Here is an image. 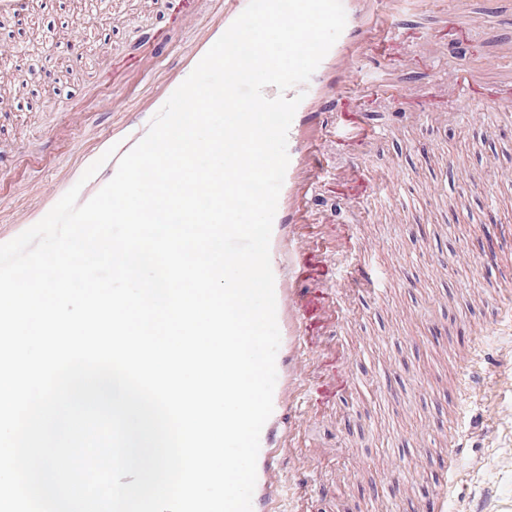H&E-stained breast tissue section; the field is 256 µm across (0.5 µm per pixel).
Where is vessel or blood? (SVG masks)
I'll return each mask as SVG.
<instances>
[{"mask_svg":"<svg viewBox=\"0 0 512 512\" xmlns=\"http://www.w3.org/2000/svg\"><path fill=\"white\" fill-rule=\"evenodd\" d=\"M220 20L212 25L201 40L194 57L182 67L189 75L213 43L244 11L248 0H221ZM346 26L324 57L309 82L288 132L289 164L279 195L270 241V258L275 276L277 323L281 343L276 356L277 381L273 394V412L260 436L257 458V481L252 498V512H283L285 495L304 501L314 478L300 466L295 445L301 437L300 394L305 389L309 363L321 353H329L332 361L324 370L327 393L336 394L349 384V360L338 332L345 320L325 285L349 280L367 283L371 275L363 263L349 272L324 259L311 234V207L319 185L332 181L344 195H363L372 185L357 161L331 168L330 146L357 152L364 137L373 135V127L359 117L354 89L382 90L397 103L405 94L375 70L359 71L358 66L372 58L385 57L404 65L406 45V12L399 0H342ZM455 88L469 94L475 111L485 112L488 102L475 98L474 76L468 64H461L454 78ZM152 112H137L128 118L126 128L117 135L107 134L99 142V151L116 147L110 158L90 179L83 180L86 166L95 157L87 155L82 164L66 169L53 190L37 198L31 210L20 221L27 229L40 221L59 199L75 184L82 183L80 201L93 197L115 174L119 155L132 149L147 133ZM320 235L334 245L354 249L357 227L343 223L341 216L323 217ZM477 359L475 348L468 347L456 355L461 371L460 388L472 385V366ZM293 465L296 483L291 493H284L280 475L285 465Z\"/></svg>","mask_w":512,"mask_h":512,"instance_id":"vessel-or-blood-1","label":"vessel or blood"}]
</instances>
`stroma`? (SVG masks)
Listing matches in <instances>:
<instances>
[{"label": "stroma", "mask_w": 512, "mask_h": 512, "mask_svg": "<svg viewBox=\"0 0 512 512\" xmlns=\"http://www.w3.org/2000/svg\"><path fill=\"white\" fill-rule=\"evenodd\" d=\"M461 10L456 38L441 26L444 12ZM215 0H99L78 12L71 0H0L10 19L0 29V62L13 84L31 90L0 108V233L38 192L51 187L54 169L35 168L51 152L44 134L55 130L79 160L101 136L95 112L125 98L112 126L146 110L174 77L167 54L190 55L214 22ZM413 41L405 67L388 66L415 109L401 119L396 104L363 94L358 105L382 133L367 142L358 163L386 182L379 195L342 198L322 183L317 214L347 206L359 227L356 253L328 247L340 267L361 255L383 276L377 294L338 286L346 309L341 341L351 355L350 385L329 404L312 401L302 425L305 468L319 479L308 512H396V489L421 504L447 495V512H512V323L499 321L493 284L512 281V102L468 120L469 104L448 96L457 56L467 50L485 86L512 91V0H427L407 18ZM85 33L102 53L78 56ZM495 56V69L483 67ZM492 184L486 194L484 184ZM489 240L497 258L476 267L457 255ZM488 328L480 385L456 390L454 354L472 342L471 325ZM398 379L395 397L384 378ZM459 432L465 448L456 484L448 482L445 433Z\"/></svg>", "instance_id": "stroma-1"}]
</instances>
